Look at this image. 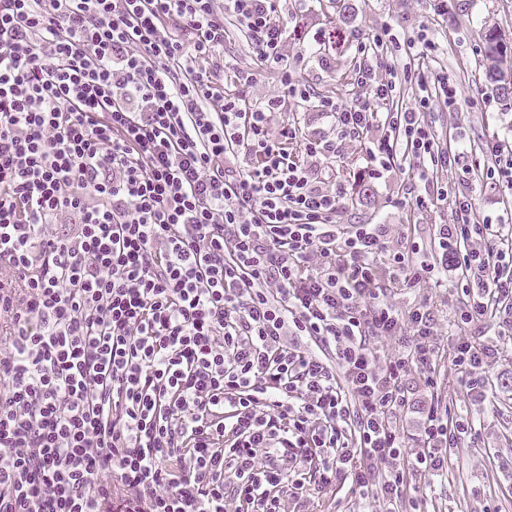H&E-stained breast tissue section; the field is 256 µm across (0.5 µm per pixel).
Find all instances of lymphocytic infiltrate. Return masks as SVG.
I'll list each match as a JSON object with an SVG mask.
<instances>
[{
  "mask_svg": "<svg viewBox=\"0 0 512 512\" xmlns=\"http://www.w3.org/2000/svg\"><path fill=\"white\" fill-rule=\"evenodd\" d=\"M281 2L0 0V512H288L346 481L391 506L477 438L435 396L406 459L403 381L436 388L440 351L430 311L390 296L455 279L472 332L453 363L486 401L499 351L479 329L512 333V213L476 220L455 197L460 222L418 264L419 244L387 251L388 225L343 223L352 189L321 180L378 126L372 162L415 167L404 198L426 206L420 185L460 152L436 141L429 97L381 125L375 108L400 80L455 99L421 67L436 43H358L372 100L344 105L297 78ZM230 20L280 93L253 97L259 70L225 88ZM386 42L418 68L379 78L367 55ZM291 104L335 138L277 124Z\"/></svg>",
  "mask_w": 512,
  "mask_h": 512,
  "instance_id": "1",
  "label": "lymphocytic infiltrate"
}]
</instances>
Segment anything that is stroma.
Wrapping results in <instances>:
<instances>
[{
	"instance_id": "obj_1",
	"label": "stroma",
	"mask_w": 512,
	"mask_h": 512,
	"mask_svg": "<svg viewBox=\"0 0 512 512\" xmlns=\"http://www.w3.org/2000/svg\"><path fill=\"white\" fill-rule=\"evenodd\" d=\"M457 0H348L351 22H341L326 0H288V9L301 20L299 32L288 38L287 52L295 54L313 34L323 41L340 40V49L330 50L336 68L326 74L315 62L303 64L301 76L314 92L331 96L343 103L364 100L366 93L355 83L350 60L355 44L373 38L384 29L405 30L417 34L427 29L438 50L430 67L433 72L448 75L456 88L457 106L448 110L442 101H435L427 113L440 145L455 149L466 144L467 152L458 167L439 172L436 183L449 195H469L479 217L497 218L512 209V190L490 184L481 167L489 152L488 144L512 145V107L506 106L486 80L481 64L484 54V33L496 28L512 39V0H467L468 10L458 13ZM376 140L368 135L363 140L343 147L332 162V182L350 184L366 167L369 151ZM416 177L415 169L397 166L369 180L367 200L348 205L344 217L348 224H389L393 232L390 249H398L405 239L426 246L434 239L439 225L453 224L457 215L451 203L429 202L424 208L395 205L402 188ZM457 290L455 283L423 280L414 287L394 288L391 300L401 310L427 305L440 328L438 344L444 354L440 363L439 396L454 411L469 414L480 431L478 446L461 444L448 453V472L440 482L416 476L410 482L409 494L417 498L422 512H512V343L504 347L493 371L499 379L487 402L473 403L466 399L451 363L450 354L462 332L457 327ZM415 410L398 418L396 426L407 453L419 450L421 444L419 407L429 402V390L418 373L406 380ZM304 512H380L378 501L360 496L349 487L309 498Z\"/></svg>"
}]
</instances>
